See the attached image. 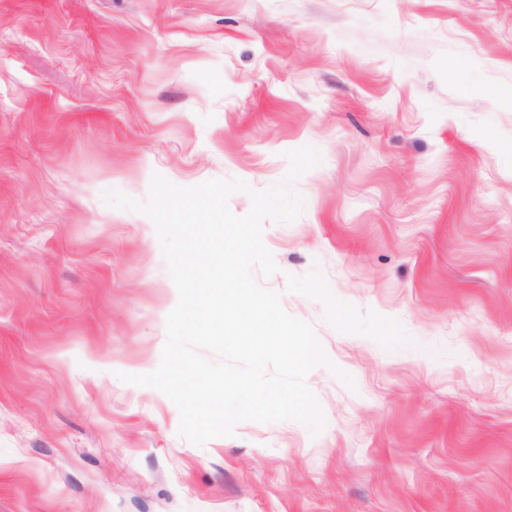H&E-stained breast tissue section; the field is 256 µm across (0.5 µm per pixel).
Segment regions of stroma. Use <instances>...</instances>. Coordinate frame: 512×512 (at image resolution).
<instances>
[{
  "label": "stroma",
  "mask_w": 512,
  "mask_h": 512,
  "mask_svg": "<svg viewBox=\"0 0 512 512\" xmlns=\"http://www.w3.org/2000/svg\"><path fill=\"white\" fill-rule=\"evenodd\" d=\"M306 145L262 284L356 387L195 446L119 378L178 293L102 194ZM0 512H512V0H0Z\"/></svg>",
  "instance_id": "1"
}]
</instances>
